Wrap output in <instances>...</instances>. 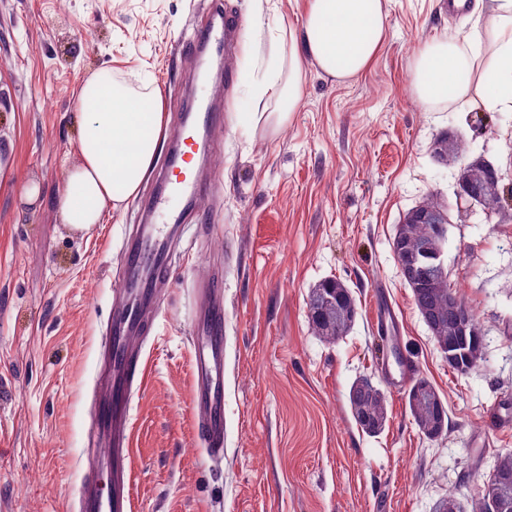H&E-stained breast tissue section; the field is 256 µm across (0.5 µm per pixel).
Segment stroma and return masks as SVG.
<instances>
[{"mask_svg":"<svg viewBox=\"0 0 512 512\" xmlns=\"http://www.w3.org/2000/svg\"><path fill=\"white\" fill-rule=\"evenodd\" d=\"M206 0H0V512H60L90 456L91 392L103 336L140 224L136 195L91 230L54 206L80 161L75 90L108 67L159 88L165 121L187 103L228 98L220 144L202 163L215 195L172 237L173 276L161 313L135 342L146 379L134 401V512H432L445 494L469 500L512 429V210L452 209L444 260L485 330L486 362L452 370L422 321L391 250L410 212L456 200L464 165L492 163L512 184V112L483 116L421 105L408 91L418 49L471 24L444 0H387V31L371 65L340 81L306 66L287 126L253 125L255 83L273 58L268 37L237 49L231 86L201 74L185 50ZM450 138L453 154L435 143ZM34 187L33 202L21 198ZM333 278L358 306L329 341L308 317L312 289ZM224 291V455L211 457L191 406L198 286ZM392 335L380 337L378 317ZM404 363L448 408L425 437L407 388L386 382ZM366 377L387 419L361 430L349 391Z\"/></svg>","mask_w":512,"mask_h":512,"instance_id":"35a3bbf8","label":"stroma"}]
</instances>
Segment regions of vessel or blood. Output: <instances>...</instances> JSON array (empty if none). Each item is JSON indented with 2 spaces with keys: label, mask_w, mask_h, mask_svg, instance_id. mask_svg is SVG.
<instances>
[{
  "label": "vessel or blood",
  "mask_w": 512,
  "mask_h": 512,
  "mask_svg": "<svg viewBox=\"0 0 512 512\" xmlns=\"http://www.w3.org/2000/svg\"><path fill=\"white\" fill-rule=\"evenodd\" d=\"M239 24L214 0L209 18L197 27L190 46L194 53L231 54ZM222 109L206 104L198 108L192 123L182 124L175 136L174 151L150 200L151 210L167 212L172 224L189 221L207 190L192 166L199 154L197 129L222 126ZM168 238L159 236L153 225L137 229L127 250L129 273L121 290L128 298L115 311L104 347L112 366L101 403L95 408L91 431L104 439V450L82 474L69 512H132L131 448L134 396L142 386L146 359L134 342L159 282L170 280L166 262ZM221 289L206 285L197 290V336L191 355L193 373L192 409L198 430L212 456L224 453V306Z\"/></svg>",
  "instance_id": "1"
}]
</instances>
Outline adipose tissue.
<instances>
[{
	"label": "adipose tissue",
	"mask_w": 512,
	"mask_h": 512,
	"mask_svg": "<svg viewBox=\"0 0 512 512\" xmlns=\"http://www.w3.org/2000/svg\"><path fill=\"white\" fill-rule=\"evenodd\" d=\"M468 36L442 35L424 44L410 70V89L420 103L491 112H512V0H475ZM384 0H308L300 26L281 24L269 32L246 26V46L268 34L277 69L257 88L273 99L271 112L254 122L282 128L297 107L305 63L339 80L360 75L377 55L385 33ZM82 119L80 163L69 169L55 201L65 223L87 229L105 213L134 197L155 158L163 126L159 89L137 90L111 69L88 77L74 93Z\"/></svg>",
	"instance_id": "ef3b65f1"
}]
</instances>
